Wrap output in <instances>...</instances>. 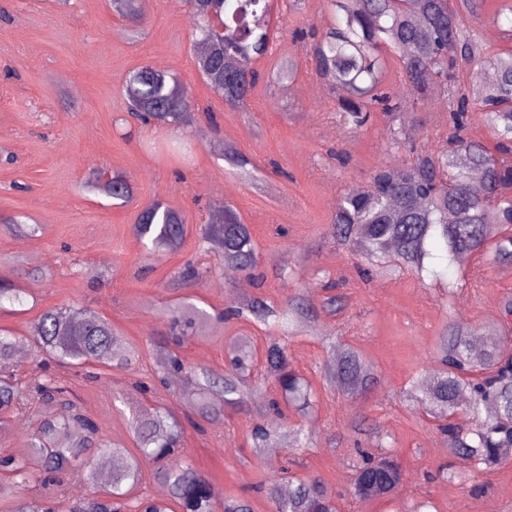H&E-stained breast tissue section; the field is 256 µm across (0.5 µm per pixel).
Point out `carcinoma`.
I'll return each instance as SVG.
<instances>
[{"label":"carcinoma","instance_id":"1","mask_svg":"<svg viewBox=\"0 0 512 512\" xmlns=\"http://www.w3.org/2000/svg\"><path fill=\"white\" fill-rule=\"evenodd\" d=\"M274 0H192L201 23L195 40L196 67L209 88L231 110L244 108L263 74L241 69L240 59L260 61L268 56L275 39L272 26ZM333 22L322 30L311 29L306 51L317 74L338 89L336 109L344 123L358 128L370 113L380 111L392 121H402L407 101L427 100L435 87L448 96L451 127L449 149L416 151L403 138L400 127H390L393 144L415 155L401 165L383 163L370 176L369 185L342 197L330 225L336 242L359 255L379 275L396 277L403 272L421 274L431 248L440 246L448 263L463 254L488 253L499 264L512 263V52L488 62L491 77L472 86L452 83L450 69L458 62L483 64L478 33L463 16H475L483 0H328ZM112 10L132 28L143 24L138 0H112ZM398 57L404 92L396 95L383 87L385 65L381 49ZM123 95L130 117L142 124L164 125L191 111L187 88L179 78L149 66L130 70ZM479 103L487 123L498 136L496 153L482 143L466 140L468 112ZM231 173L256 184L263 171L233 146L224 147ZM92 189L118 201L129 202L134 184L125 175L94 172L87 178ZM134 232L150 244L149 253L177 251L185 238L182 213L161 202L146 205L139 213ZM202 241L219 254L224 264L247 275L255 267L251 233L232 207H224L220 223L204 227ZM339 282L325 275L320 304L305 292L282 304L261 296L238 303L228 314L265 327H276L284 336L267 338L264 359L257 361L251 342L244 336L224 339L228 367L222 372L205 366L183 367L164 345L156 349V367L163 373L184 374L182 401L197 417L213 425L224 424V410H243L252 400L271 392L268 408L280 416L276 424L251 428L255 456L291 452L310 447L302 429L288 426L280 403L311 418L318 397L311 383L288 356L286 339L321 315H337L343 297L333 293ZM24 292L0 282V309L22 303ZM183 333L202 335L216 330L220 319L188 298L167 304L159 312ZM469 325H446L436 347L432 369L412 378L407 397L416 409L442 422L441 430L453 454L483 470L507 464L512 453V363L503 358L508 348L496 337L478 339ZM33 347L41 356L82 368L97 362L109 368H126L140 357L112 322L87 308H49L42 312L32 336H16L0 329V414L34 393L58 411L42 418L30 433L28 448L18 458L4 461L15 481L0 483V499L12 488L40 476L55 483L63 470L97 452L112 462L108 492L104 497L68 506L23 499L8 512H215L216 497L209 480L195 469L179 448L181 420L159 405L151 411L133 412L132 452L121 444L100 445L99 426L83 414L61 378L43 374L24 387L17 382L16 352ZM327 386L346 397L357 396L379 383L374 366L355 347L332 343L325 347ZM467 422L454 421L457 414ZM377 452L358 449L350 496L356 500L391 499L403 485L402 468L388 450L386 434L375 432ZM157 463L153 480L167 489L164 497L138 498L132 491L142 481L140 458ZM271 512H338L332 491L318 479L290 475L288 469L262 483Z\"/></svg>","mask_w":512,"mask_h":512}]
</instances>
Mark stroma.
Returning a JSON list of instances; mask_svg holds the SVG:
<instances>
[{
	"label": "stroma",
	"instance_id": "1",
	"mask_svg": "<svg viewBox=\"0 0 512 512\" xmlns=\"http://www.w3.org/2000/svg\"><path fill=\"white\" fill-rule=\"evenodd\" d=\"M278 5L279 37L258 68L269 71L289 61L295 74L284 83L258 84L247 111L238 112L225 107L195 67L194 20L186 0H143L145 21L135 36L113 12L112 0H0V215L39 227L29 236L0 224V278L27 293L22 312L0 313V328L29 335L42 311L59 305L87 307L110 320L139 347V360L124 369L91 364L90 379L68 369L60 375L103 438L127 445L132 411L160 403L173 410L180 401L178 388L155 376L153 343L169 332L157 315L160 305L189 296L203 308L221 309L259 294L278 302L306 288L317 298L315 272L330 271L343 281L345 308L290 338L288 355L318 380L323 341L336 336L363 352L381 383L353 398L320 391L307 424L314 447L300 451L293 467L287 454L278 455L279 467L320 478L335 493L339 512H392L387 502H355L349 495L354 448L369 441L367 429L377 425L404 472L405 500L429 501L435 512H512V465L473 471L470 461L450 453L436 422L402 395L412 377L430 369L447 323L496 332L504 301L512 298V265L476 254L451 266L429 259L433 272L422 278L410 272L360 278L357 257L330 235L336 205L349 190L366 188L378 165H398L407 156L391 148L390 120L383 113H373L359 129L340 123L335 93L295 41V31L329 24L325 0ZM511 5L483 0L473 19L484 57L512 50V39L503 34ZM145 65L187 84L195 103L189 120L144 126L129 119L124 79ZM409 113L405 127L417 146L444 144L449 128L443 90ZM228 143L264 169L262 185L228 174L220 157ZM95 170L129 176L133 199L120 206L84 189ZM155 200L182 212L187 234L180 250L150 258L134 225ZM227 205L250 229L263 285L242 272L225 276L221 259L200 245L201 226ZM191 260L209 267L205 281L182 280ZM217 333L214 340H186L177 350L184 364L223 370L227 336L250 337L256 353L264 351V330L247 321H226ZM139 382L149 383L150 391H136ZM35 418L28 401L11 413L0 433V458L26 446ZM258 419L253 404L226 413L222 426L186 427L182 446L219 495L247 497L253 512H269L255 491L270 475L250 447L249 431ZM444 467L456 480L439 478ZM89 473L79 463L57 485L32 482L21 491L32 498L87 501L104 485Z\"/></svg>",
	"mask_w": 512,
	"mask_h": 512
}]
</instances>
